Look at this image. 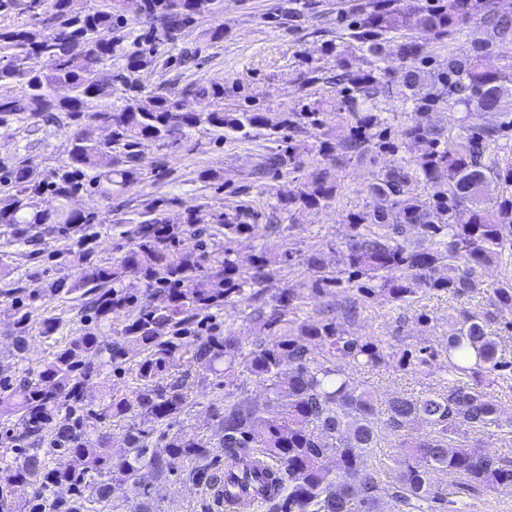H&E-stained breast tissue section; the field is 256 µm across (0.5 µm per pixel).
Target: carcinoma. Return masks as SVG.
I'll list each match as a JSON object with an SVG mask.
<instances>
[{"label": "carcinoma", "instance_id": "1", "mask_svg": "<svg viewBox=\"0 0 512 512\" xmlns=\"http://www.w3.org/2000/svg\"><path fill=\"white\" fill-rule=\"evenodd\" d=\"M123 0H48L45 16L28 27L0 29V84H14L20 94L0 98V123L24 124L32 135L40 121L64 115L71 149L68 158L46 172L27 154L0 161V226L19 245L38 241L31 231L46 224L80 232L100 223L95 212L74 211L68 202L84 191L109 198L137 182L142 174L141 145L154 141L172 150L188 129L203 127L216 138L251 137L267 130H286L285 147L272 150L256 164V174L300 171L305 143L292 134L325 124L323 104L308 103L299 112L270 120L251 106L228 112L224 101L249 100L237 81L222 79L192 85L188 94L207 102V109H187L156 91L143 94L140 76L158 65L182 67L193 55L180 51L160 60L158 45H176L185 29L202 27L210 41L224 40L219 16L224 0H134V18L143 32L120 33L126 20ZM370 0L365 12L346 23L351 41L382 61L396 53L405 66L400 82L416 118L398 137L382 129L373 111L393 72L379 65L367 71L349 69L339 54L342 72L336 81L349 85L343 101L353 122L340 138L328 134L318 145L319 164L295 178L286 194L270 193L273 233L285 230L283 215L316 209L336 201L338 164L375 148L401 154L369 186L374 203L346 216L350 233L334 244L336 268L323 254L304 256L312 271L308 289L325 294L343 284L342 274L374 282L368 297L407 303L427 290L460 298L487 295L494 310L512 308V282L488 285L483 270L512 264V18L494 0ZM480 17L490 30L487 40L473 38L462 54H448V67L430 65L428 45L434 40L469 36V24ZM410 31L416 38L394 42L391 33ZM499 50L502 65H484L489 48ZM50 59L46 70L41 61ZM463 107L479 112L483 123L458 142H448L444 128L429 120L438 109ZM103 127L104 139L92 132ZM422 183L424 195L410 191ZM501 187L493 193L491 185ZM46 195L58 205L41 206ZM178 199L156 198L139 212L128 250L119 259L100 263L87 256L74 280H55L48 294L82 291L85 309L99 323L122 308H137L132 323L117 339L85 332L72 336L40 369L13 384L0 370V416L17 417L18 427L5 433L18 456L0 462V512H104L121 491L130 512H162L156 485L182 469L186 479L206 486L200 512H222L228 491L246 490L268 512H433L448 500L434 474L450 471L458 488L476 492L512 484V460L485 452L459 437L462 427L475 433L512 430L489 387L512 366L485 318L457 320L445 349L448 381L419 397L394 396L384 409L370 391L355 384L343 368L357 363L369 368L412 365L405 352L377 338L353 336L330 317L297 322L300 299L281 288L269 304L265 295L280 270L295 261L293 252L260 251L241 257L239 238L252 230L250 213L241 207L215 211L202 204L172 216ZM215 224L224 229V251L218 257L180 249L186 228ZM154 288L157 304L138 305L137 290ZM0 295L11 299L14 345L26 349L33 331L50 336L53 318L34 322L31 307L38 296L9 282ZM246 299L272 338L241 355L239 337L200 335L195 326L224 303ZM366 302L349 296L343 304L348 321ZM138 353L135 401L116 392L98 398L87 384ZM186 357L215 375L222 387L236 374L248 373L266 383L260 402L224 399L211 405L218 423L216 440L186 432H160L159 425L180 416L191 398L189 373L171 374L170 363ZM401 437L403 466L391 471L373 460L380 445L379 415ZM127 421L114 445L113 420ZM164 451L151 447L156 434ZM236 461L224 472L213 449Z\"/></svg>", "mask_w": 512, "mask_h": 512}]
</instances>
